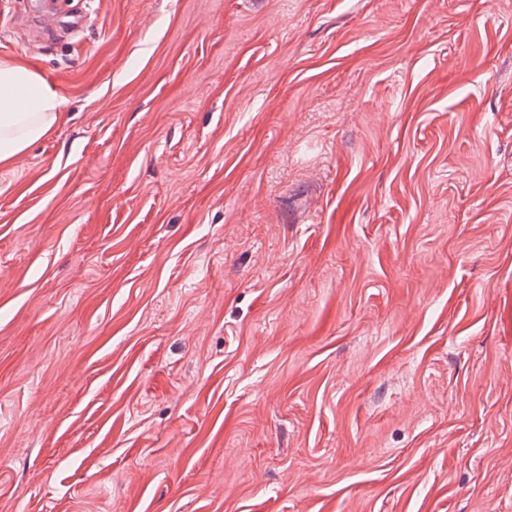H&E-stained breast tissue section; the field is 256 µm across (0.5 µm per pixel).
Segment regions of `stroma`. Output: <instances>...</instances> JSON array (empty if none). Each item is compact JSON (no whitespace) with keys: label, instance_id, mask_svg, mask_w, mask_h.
<instances>
[{"label":"stroma","instance_id":"stroma-1","mask_svg":"<svg viewBox=\"0 0 512 512\" xmlns=\"http://www.w3.org/2000/svg\"><path fill=\"white\" fill-rule=\"evenodd\" d=\"M0 0V512H512V0ZM63 99L33 68L0 59V161L45 137L65 118Z\"/></svg>","mask_w":512,"mask_h":512}]
</instances>
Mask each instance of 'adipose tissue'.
Segmentation results:
<instances>
[{
    "mask_svg": "<svg viewBox=\"0 0 512 512\" xmlns=\"http://www.w3.org/2000/svg\"><path fill=\"white\" fill-rule=\"evenodd\" d=\"M65 118L63 99L33 68L0 59V161L45 137Z\"/></svg>",
    "mask_w": 512,
    "mask_h": 512,
    "instance_id": "ef3b65f1",
    "label": "adipose tissue"
}]
</instances>
